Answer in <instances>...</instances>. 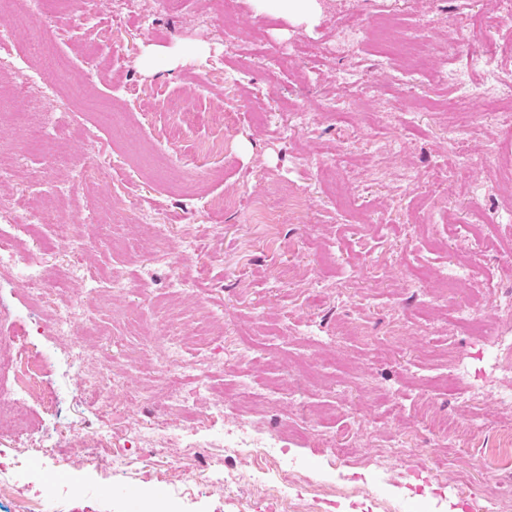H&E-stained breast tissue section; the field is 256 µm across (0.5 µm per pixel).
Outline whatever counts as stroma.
<instances>
[{
    "label": "stroma",
    "instance_id": "obj_1",
    "mask_svg": "<svg viewBox=\"0 0 512 512\" xmlns=\"http://www.w3.org/2000/svg\"><path fill=\"white\" fill-rule=\"evenodd\" d=\"M310 24L258 10L255 0H140L136 11L95 15L69 0H43L42 35L65 69L32 57L13 14L0 46L38 70L56 93L44 107L61 128L50 152L38 147L40 115L26 109L21 77H0V163L13 172L0 198L18 209L57 204L63 223L88 241L82 256L103 282L83 306L94 335L57 336L24 284L0 279V338L25 344L0 385L32 387L28 424L45 447L13 451L0 437V512H292L272 485L286 469L326 476L318 512H483L512 489V360L497 358L493 332L512 331L500 303L512 302V182L480 161L458 166L456 142L512 160L503 137L512 110L456 127L460 90L437 68L469 83L483 68L472 56L493 49L492 67L512 78V10L506 0H318ZM350 19L389 28L388 39L431 43L410 70L376 39L330 55ZM454 55H446L447 46ZM169 59L148 69L149 54ZM361 89L343 115L327 104L336 77ZM336 163L330 176L318 163ZM98 171L84 180L81 167ZM165 229L188 292L175 295L164 267L145 262V227ZM470 226L472 248L461 236ZM472 263L474 285L444 295L442 269ZM407 265L429 270L412 287ZM121 276L117 294L106 281ZM481 304L491 333L455 326L458 304ZM211 338L197 344V330ZM183 335L182 355L204 360L216 391L197 400L207 413L224 400V428L245 420L287 434L288 448H142L129 430L165 416L185 432L196 421L164 408L166 391L150 366L169 357L167 335ZM82 346L90 367L112 370L126 391L155 400L120 408L95 401L71 373L64 351ZM247 352L223 370L227 350ZM273 393V403L240 411L238 375ZM122 424L109 445L94 432L113 412ZM447 432L420 431L422 412ZM345 448L334 460L331 443ZM122 455L128 468L112 466ZM236 474L212 489L211 461ZM198 479L178 494L171 474Z\"/></svg>",
    "mask_w": 512,
    "mask_h": 512
}]
</instances>
